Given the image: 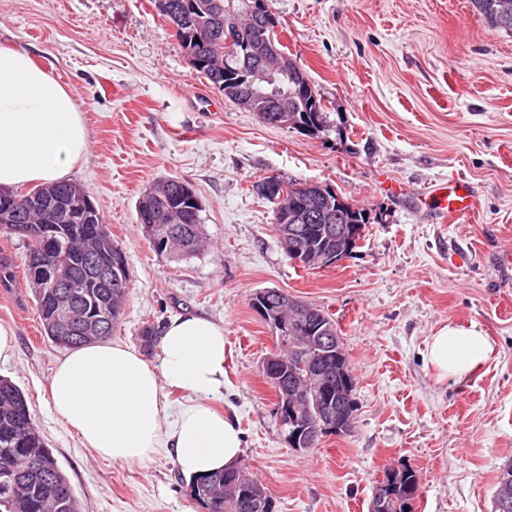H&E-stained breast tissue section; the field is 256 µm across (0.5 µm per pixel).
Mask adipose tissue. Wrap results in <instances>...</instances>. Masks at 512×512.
<instances>
[{"mask_svg": "<svg viewBox=\"0 0 512 512\" xmlns=\"http://www.w3.org/2000/svg\"><path fill=\"white\" fill-rule=\"evenodd\" d=\"M88 131L71 89L24 48H0V188L63 181L87 153ZM493 353L483 332L453 326L430 338L428 361L438 377L463 381ZM223 326L201 316L169 320L148 361L126 343L101 339L70 349L48 378L50 404L99 458L136 465L171 449L193 478L238 466L241 431L212 398L224 390ZM188 398L169 409L167 390Z\"/></svg>", "mask_w": 512, "mask_h": 512, "instance_id": "obj_1", "label": "adipose tissue"}]
</instances>
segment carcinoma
<instances>
[{"label": "carcinoma", "mask_w": 512, "mask_h": 512, "mask_svg": "<svg viewBox=\"0 0 512 512\" xmlns=\"http://www.w3.org/2000/svg\"><path fill=\"white\" fill-rule=\"evenodd\" d=\"M160 16L169 19L172 10L180 11L179 30L175 32L179 45L191 58L195 68L212 85L224 92V97L236 102L237 85H224V75L237 78L242 74L245 64L258 62L256 52L270 42L275 43L278 53L303 85L304 103L300 111L292 113L290 127L306 132L318 133L328 124V112L323 99L306 71L293 61L284 46L279 42L275 31L277 24L267 25L263 20H255L244 30L236 49L230 53L224 50V0H154ZM475 11L492 28L512 33V0H471ZM183 181L171 179V194L150 197L142 201V206L164 211L178 202L187 216L182 223L174 220L176 227L182 230L186 240L184 248L170 254L174 259H183L198 252L203 238L200 210L191 203V196L182 192ZM279 190L288 195V206H299L310 200L304 192V184L297 181L277 179ZM63 195L70 202V210H80L77 199V187L72 182H56L38 185L23 194H10V197L23 201L27 197L48 198L53 194ZM340 216H331L323 224H309L301 228L298 235L303 248L300 254H293L284 248L288 260L298 261L305 267L314 266L311 253L328 246L330 228L337 224H350L356 229L366 228L370 223L369 215L351 206L339 209ZM35 220L25 211L4 216L0 213V231L14 237L10 230L12 224H33ZM85 224L70 225L68 240L62 241L60 258L66 265L69 277L74 282H83L87 277L83 255ZM98 256L113 267H121L120 279L106 289H90L91 306L79 303L86 316L92 317L103 307L112 308V323H117L124 311L128 294L129 273L124 249L112 239V232L104 231L98 242ZM282 346L294 350L295 357L282 362L274 356L270 369L278 374L281 385L298 381L306 393L308 401L305 416L308 421L318 417L316 400L304 379L307 368L324 360L320 347L297 344L294 334H284L279 338ZM30 412L22 392L10 380L0 378V512H80L78 499L57 460L40 431L24 430L23 421ZM240 470L226 469L205 478L190 481V496L201 502L208 512H249L244 500L224 487L234 485L239 479ZM418 491V476L412 469L399 479L398 489L393 491L389 502V512H411V501Z\"/></svg>", "instance_id": "cac0c4a2"}]
</instances>
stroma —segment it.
I'll return each instance as SVG.
<instances>
[{
    "instance_id": "1",
    "label": "stroma",
    "mask_w": 512,
    "mask_h": 512,
    "mask_svg": "<svg viewBox=\"0 0 512 512\" xmlns=\"http://www.w3.org/2000/svg\"><path fill=\"white\" fill-rule=\"evenodd\" d=\"M289 56L329 108L313 135L262 122L193 66L151 0H0V46L23 47L70 88L90 146L69 175L124 248L125 313L113 339L156 360L163 326L196 314L224 327L228 385L220 409L243 432L240 464L276 512H369L395 466L413 469L412 512H493L512 462V280L495 258L512 250V34L470 0H269ZM329 186L367 211L351 256L304 269L286 258L266 176ZM467 178L477 207L444 224L423 194ZM176 177L202 204L205 242L175 260L136 222L153 182ZM26 245L0 233V323L16 353L0 377L31 417L81 512H205L166 449L141 465L102 460L54 413L47 382L62 354L44 335L24 276ZM277 289L338 322L356 377L355 426L317 447H291L262 362L279 350L251 306ZM476 329L495 352L469 379L438 378L426 351L444 326Z\"/></svg>"
}]
</instances>
